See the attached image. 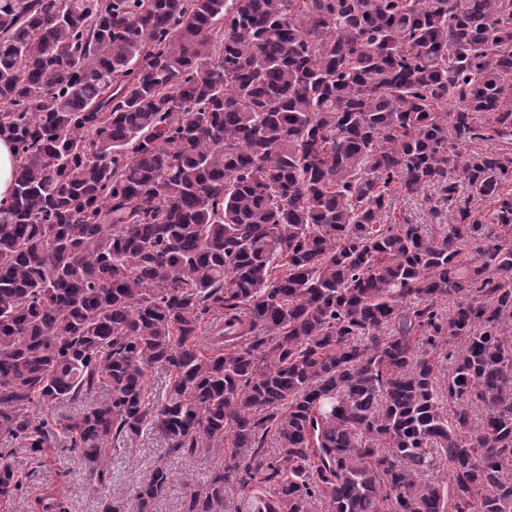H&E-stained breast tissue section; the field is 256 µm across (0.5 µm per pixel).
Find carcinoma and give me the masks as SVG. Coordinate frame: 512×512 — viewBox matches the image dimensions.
Masks as SVG:
<instances>
[{"label": "carcinoma", "mask_w": 512, "mask_h": 512, "mask_svg": "<svg viewBox=\"0 0 512 512\" xmlns=\"http://www.w3.org/2000/svg\"><path fill=\"white\" fill-rule=\"evenodd\" d=\"M0 136L1 436L94 490L231 438L182 512H512V0H0ZM15 151L13 143L0 137V207L9 206L12 199L15 169ZM460 177V190L461 195L470 202L471 209L477 215H480L484 224H490V214L493 210V203L488 199L479 195L476 191L472 190L463 179V174H458ZM393 211L387 217L388 224H452L454 222L452 212L448 209L442 212L440 217L432 215L429 205L421 197L396 198Z\"/></svg>", "instance_id": "obj_1"}]
</instances>
